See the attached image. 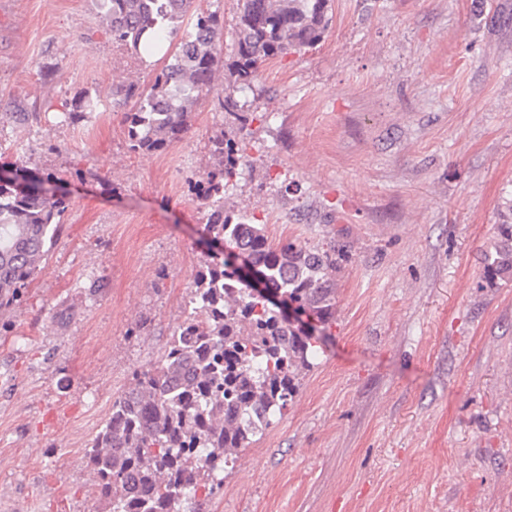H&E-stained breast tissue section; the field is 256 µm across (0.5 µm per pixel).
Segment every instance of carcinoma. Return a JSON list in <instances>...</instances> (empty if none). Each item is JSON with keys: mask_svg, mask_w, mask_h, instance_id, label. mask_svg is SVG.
<instances>
[{"mask_svg": "<svg viewBox=\"0 0 512 512\" xmlns=\"http://www.w3.org/2000/svg\"><path fill=\"white\" fill-rule=\"evenodd\" d=\"M173 2L169 19L149 14L143 0L100 2L113 40L135 55L173 36L183 19L190 27L148 84H112L113 105L126 109L133 152L174 148L187 132L191 107L208 96L243 132L257 115L241 95L254 91L260 67L316 48L330 22V0H237L225 59L217 49L224 16L198 8L196 0ZM91 107L86 94L74 99L68 122H83ZM208 149L215 164L191 192L208 202L203 234L218 250L200 261L190 313L159 361L132 373L86 449L93 489L109 512H180L185 498L224 485L220 464L234 461L283 414L320 350L280 305L294 303L321 333L336 323V246L277 242L254 213L225 207L227 190L254 159L245 137L223 131ZM49 181L17 163L0 166V311L27 287L62 230L68 199L48 192ZM501 217L485 254L491 283L512 276V203Z\"/></svg>", "mask_w": 512, "mask_h": 512, "instance_id": "1", "label": "carcinoma"}]
</instances>
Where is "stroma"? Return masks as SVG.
<instances>
[{"mask_svg": "<svg viewBox=\"0 0 512 512\" xmlns=\"http://www.w3.org/2000/svg\"><path fill=\"white\" fill-rule=\"evenodd\" d=\"M101 12L0 0V159L69 199L0 312V512H103L86 448L183 322L206 250L188 185L224 114L200 102L168 153L131 152L109 91L155 65ZM331 13L316 49L260 68L234 200L272 239L336 246V323L283 416L180 510L512 512V279H484L512 202V0ZM81 92L87 121L65 122Z\"/></svg>", "mask_w": 512, "mask_h": 512, "instance_id": "obj_1", "label": "stroma"}]
</instances>
